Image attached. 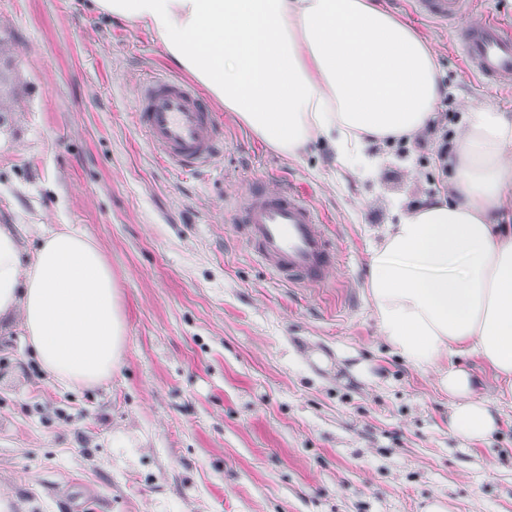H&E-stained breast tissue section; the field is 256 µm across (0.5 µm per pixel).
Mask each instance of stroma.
I'll list each match as a JSON object with an SVG mask.
<instances>
[{"label":"stroma","mask_w":512,"mask_h":512,"mask_svg":"<svg viewBox=\"0 0 512 512\" xmlns=\"http://www.w3.org/2000/svg\"><path fill=\"white\" fill-rule=\"evenodd\" d=\"M378 0L432 48L451 133L468 106L512 113L453 50L512 0H477L440 25ZM177 68L144 25L93 0H0V225L24 254L69 224L112 268L122 365L91 387L47 378L19 324H0V496L13 512H512V398L489 365L452 357L496 427L464 441L433 376L379 336L366 279L394 199L420 203L450 174L381 147L377 182L321 143L293 159L215 105L224 148L201 173L156 159L134 123L138 87ZM293 182L325 213L340 262L325 286L281 285L253 257L234 202Z\"/></svg>","instance_id":"35a3bbf8"}]
</instances>
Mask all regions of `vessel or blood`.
Wrapping results in <instances>:
<instances>
[{
	"label": "vessel or blood",
	"mask_w": 512,
	"mask_h": 512,
	"mask_svg": "<svg viewBox=\"0 0 512 512\" xmlns=\"http://www.w3.org/2000/svg\"><path fill=\"white\" fill-rule=\"evenodd\" d=\"M474 0H415L417 13L438 24L466 15ZM465 69L481 83L512 88V27L497 18L463 29L456 43ZM135 120L159 159L184 171L207 169L222 145L220 125L191 82L154 75L140 86ZM241 234L256 257L288 286L323 285L339 263L325 215L296 186L267 192L256 185L235 205Z\"/></svg>",
	"instance_id": "obj_1"
}]
</instances>
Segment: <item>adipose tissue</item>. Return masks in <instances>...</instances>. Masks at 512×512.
Segmentation results:
<instances>
[{"instance_id": "obj_1", "label": "adipose tissue", "mask_w": 512, "mask_h": 512, "mask_svg": "<svg viewBox=\"0 0 512 512\" xmlns=\"http://www.w3.org/2000/svg\"><path fill=\"white\" fill-rule=\"evenodd\" d=\"M147 26L190 73L262 141L295 158L319 141L363 178L382 167L372 148L422 135L443 95L434 54L373 0H95ZM447 189L414 208L394 205L373 247L367 288L379 334L417 370L433 373L465 440L495 420L469 374L449 365L468 350L512 393V116L490 105L463 117ZM17 316L43 371L65 386L110 378L123 322L112 269L86 235H43L23 257L0 225V317Z\"/></svg>"}]
</instances>
